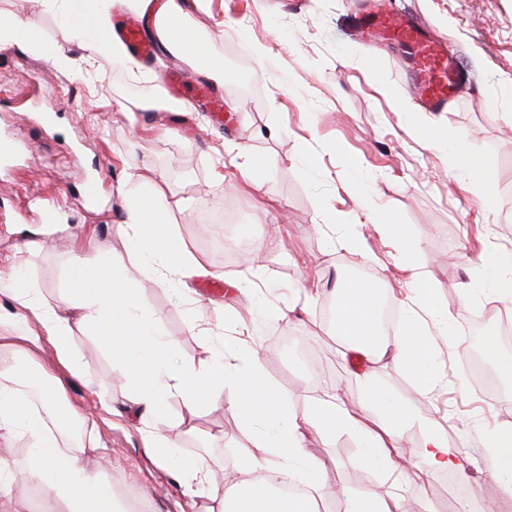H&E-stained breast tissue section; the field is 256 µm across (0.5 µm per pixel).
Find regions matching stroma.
Here are the masks:
<instances>
[{"instance_id": "obj_1", "label": "stroma", "mask_w": 512, "mask_h": 512, "mask_svg": "<svg viewBox=\"0 0 512 512\" xmlns=\"http://www.w3.org/2000/svg\"><path fill=\"white\" fill-rule=\"evenodd\" d=\"M361 2L212 0L209 10L192 15L191 28L213 36L228 76L220 126L188 94L173 111L129 118L117 112V101L151 97L184 70V63L165 54L148 66V79L135 80L108 57L89 62L75 50L56 69L34 54L0 50V139L20 146L16 158L0 161V272L19 271L46 301L56 299L68 242L50 237L36 252L17 247L22 228L40 223L38 207L48 200L57 203L61 223L83 225L96 257L129 262L127 242L117 232L127 200L115 186L126 173L153 166L168 221L211 270L188 281L197 298L195 327L169 289L146 277L138 282L176 357L197 362L210 356L211 336L243 335L265 353L266 382L300 414L328 386L356 400L357 375L367 370L428 415L453 447L473 420L512 423V400L504 391L475 382L464 391L454 386L469 369L467 336L476 309L458 301L461 283L473 276L460 255L512 249V131L502 122L504 113H512V0H391L395 10L415 14L434 38L447 40L470 77L448 111L412 115L396 107L402 99L417 104L401 58L387 49L372 52L349 34ZM0 14L38 18L46 42L68 38L41 0H0ZM254 43L267 47L268 62L253 56ZM458 134L467 136L491 171L493 207L478 204L464 175L449 170L444 153L431 144L432 137ZM239 147L247 149L248 160L267 165L268 183L255 188L216 179L219 160ZM303 156L313 158L312 169L300 165ZM350 158L360 162L356 171L345 166ZM97 173L107 189L91 205L82 187ZM358 186L370 189L376 209L405 225L419 243V265L399 260L380 228L364 221ZM356 223L364 251L328 249L329 238ZM257 243V264L243 263ZM420 269L447 299L448 326L458 345L457 352L440 356L447 386L426 394L414 392L409 377L392 365L341 359L340 342L324 317L337 279L353 272L406 314ZM77 341L88 370L84 381L57 364L48 340L34 355L44 371L62 378L68 401L94 419L102 447L97 462L114 495L145 512H200L203 498L185 493L159 467L144 447L138 421L114 416L132 386L116 374L107 338L81 330ZM191 424L192 433L178 440L180 453L206 458L213 481L231 485L255 445V432L230 409L206 404ZM305 446L323 466L328 495L322 512H343L350 495L382 480L379 473L349 467L358 451L355 435L329 440L310 425ZM463 468L424 477L412 495L417 512H456L451 489L465 479L495 512L500 483L487 472L479 441L466 448Z\"/></svg>"}]
</instances>
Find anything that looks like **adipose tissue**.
<instances>
[{
	"label": "adipose tissue",
	"instance_id": "1",
	"mask_svg": "<svg viewBox=\"0 0 512 512\" xmlns=\"http://www.w3.org/2000/svg\"><path fill=\"white\" fill-rule=\"evenodd\" d=\"M139 10H154L155 34L164 42L165 52L202 71L216 86L224 84V64L216 59L211 44L198 36L180 42L169 39L168 17L189 20L192 14L207 10L211 0H164L153 7V0H130ZM85 58L97 56L124 60L130 76L140 66L128 59L113 33V0H44ZM15 48L48 58L52 64L65 65L68 56L59 44L46 43L37 19L0 15V49ZM451 163L462 169L470 182V191L486 205H495L496 185L482 158L468 155L462 140L450 146ZM141 173L127 174L119 184L126 197L125 218L119 226L127 238L134 262L115 265L89 257L78 243L79 235L69 224H43L28 229L22 245L40 247L42 240L56 236L71 243L65 287L58 301L47 302L39 288L23 274L0 280V295L14 304V311L1 319L10 324L0 333V442L19 439L28 448L24 471L0 464V512H12L13 487L18 477L35 479L62 512H123L114 500L107 476L91 470L85 461L88 453L100 446L91 436L70 439L72 425L85 418L65 400L62 380H55L51 391L31 399L23 392L28 382L27 369L34 362L33 349L40 336L53 344L57 360L70 376L82 378L85 365L75 341L74 328H89L112 339L117 353L116 371L134 389L130 399L140 422L141 438L147 448L158 451V464L172 471L190 492H202L220 504L222 512H318L326 498L320 480L318 460L303 446V428L312 424L326 438L339 433L355 434L360 451L352 464L396 476L399 485H378L349 498L346 512H404L402 486L416 482L427 471L457 472L462 468L461 449L448 445L447 435L432 423L422 422L407 400L388 392L371 374L358 377L359 401L349 405L337 391H323L309 414H297L286 398L263 378L262 358L253 346L230 336H219L208 361L190 363L176 359L163 338L158 315L144 309L137 277L152 278L163 288H173L177 304L190 301L183 279L207 274L205 264L180 245L171 225L165 220L166 206L161 199L136 195L142 186ZM361 209L382 226L400 258L419 254L404 225L391 216L379 215L370 197L358 193ZM477 273L463 283L459 298L477 302L492 296L512 299V251L487 249L475 260ZM336 324L334 333L346 352H358L369 360L389 359L413 381L417 391L427 392L441 385L443 378L435 370L437 342L430 336L421 318L410 317L393 341H385L379 332V313L371 282L347 276L336 285ZM180 398L187 414H196L202 403L229 406L243 424L257 430L256 456L245 465L244 476L232 490L209 478L203 458L181 456L172 438L180 421L170 420L165 431H157L154 422L162 416L169 398ZM423 423L420 459L412 472H405L398 448L404 430ZM486 448L488 472L499 478L507 497H512V423L486 426L478 430ZM306 474L300 494L283 497L273 491L268 480L276 474L294 479Z\"/></svg>",
	"mask_w": 512,
	"mask_h": 512
}]
</instances>
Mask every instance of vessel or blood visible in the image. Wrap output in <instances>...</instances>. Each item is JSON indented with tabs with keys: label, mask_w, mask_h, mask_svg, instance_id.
<instances>
[{
	"label": "vessel or blood",
	"mask_w": 512,
	"mask_h": 512,
	"mask_svg": "<svg viewBox=\"0 0 512 512\" xmlns=\"http://www.w3.org/2000/svg\"><path fill=\"white\" fill-rule=\"evenodd\" d=\"M362 27L368 37L393 41L407 53L413 61L411 88L432 110L447 111L464 74L444 42L432 37L413 16L390 10L379 0L367 4ZM116 34L136 59L147 60L157 53L156 44L145 38L137 24L120 23Z\"/></svg>",
	"instance_id": "obj_1"
}]
</instances>
